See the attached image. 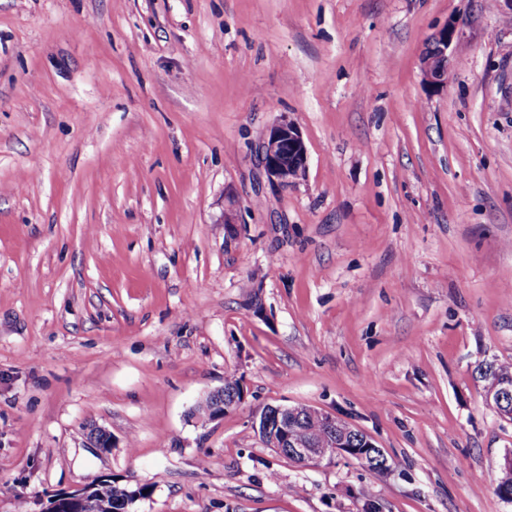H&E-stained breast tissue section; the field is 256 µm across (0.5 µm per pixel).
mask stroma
<instances>
[{"label": "stroma", "instance_id": "35a3bbf8", "mask_svg": "<svg viewBox=\"0 0 512 512\" xmlns=\"http://www.w3.org/2000/svg\"><path fill=\"white\" fill-rule=\"evenodd\" d=\"M283 118L308 151L287 186L258 156ZM492 359L512 362L500 0H0V512L102 474L148 487L133 512H512ZM231 372L244 401L195 417ZM268 405L335 415L386 470L278 455ZM463 20L453 18L448 20V24L441 28L432 44L426 51V59H423V71L427 80L436 85L448 83L451 72L448 73V64L451 60V47L462 32Z\"/></svg>", "mask_w": 512, "mask_h": 512}]
</instances>
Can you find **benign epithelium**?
I'll return each instance as SVG.
<instances>
[{
    "instance_id": "7a95c632",
    "label": "benign epithelium",
    "mask_w": 512,
    "mask_h": 512,
    "mask_svg": "<svg viewBox=\"0 0 512 512\" xmlns=\"http://www.w3.org/2000/svg\"><path fill=\"white\" fill-rule=\"evenodd\" d=\"M462 25V19H450L433 38L423 60V71L430 83H448L451 47L462 32ZM262 156L268 178L283 186L295 182L307 169V149L303 138L296 125L287 119L270 127L262 143ZM299 412L296 405L264 408L257 428L264 443L288 460L303 465L367 451L379 461L377 471L386 469L384 452L369 436H363L362 449L350 448L349 431L336 432V417L311 409V413L327 427V432L315 436L299 428ZM73 508L84 512H108L106 504L90 497L85 486L72 492L53 494L47 501L39 497L32 502V512H70Z\"/></svg>"
}]
</instances>
